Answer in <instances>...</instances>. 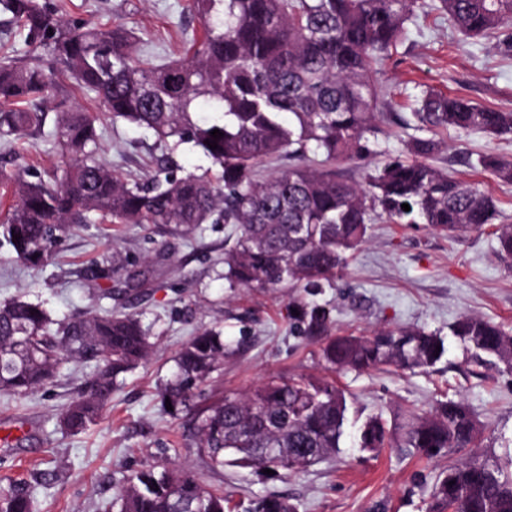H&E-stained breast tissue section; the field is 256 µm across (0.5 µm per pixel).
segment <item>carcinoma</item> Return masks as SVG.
<instances>
[{
	"label": "carcinoma",
	"mask_w": 512,
	"mask_h": 512,
	"mask_svg": "<svg viewBox=\"0 0 512 512\" xmlns=\"http://www.w3.org/2000/svg\"><path fill=\"white\" fill-rule=\"evenodd\" d=\"M419 8V0H191L201 37L191 38L185 56L150 65L121 24L75 25L63 17L62 3L0 0L16 34L45 52L23 65L9 55L0 59V139L12 143L41 127L42 104L59 96L52 136L65 159L60 175L31 180L19 169L4 177L12 203L0 210V246L40 266L75 225L95 214L187 240L202 225L222 221L233 225L224 245L228 288L296 291L288 322L319 345L328 368L431 372L450 335L471 361L512 370V332L481 316L460 317L446 335L412 327L338 335L333 308L310 299L335 286L377 220L452 234L494 224L498 255L512 263V224L499 222L494 200L430 163L442 147L437 132L512 136V111L426 90L413 115L431 136L408 141L404 154L365 172L361 182H348L336 170L374 155V107L382 92L375 74ZM429 8L461 35L492 37L512 52V0H435ZM56 73L74 79L112 119L152 132L164 148L155 169L107 165L99 155L98 114L65 107L69 92L55 85ZM215 129L223 136L213 138ZM171 140L201 149L216 173L184 172L169 152ZM283 158L293 164L259 173ZM475 164L512 183V161L484 153ZM123 271L124 258L114 252L112 274L95 269L90 275L127 288L149 284L146 274L135 279ZM153 349L134 313L104 310L55 320L40 302L14 297L0 303L1 394L23 397L48 387L64 362L98 366L59 415L60 428L70 433L100 417L117 377L145 363ZM233 353L221 331L204 328L179 350L161 389L172 412L193 408L187 447L214 468L229 462L277 476L303 470L335 455L350 426L360 448L395 447L429 460L475 448L481 438L478 417L449 397L428 412L410 409L390 421L381 413L359 414L353 397L326 378L272 376L248 392L208 395L203 386ZM505 455L448 465L429 512H512V452ZM33 503L26 481L0 490V512H33ZM227 504L224 493L202 487L181 468L140 471L112 500L117 512H226ZM247 512L297 509L286 497L257 496Z\"/></svg>",
	"instance_id": "obj_1"
}]
</instances>
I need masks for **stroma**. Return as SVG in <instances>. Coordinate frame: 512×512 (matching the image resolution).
I'll return each mask as SVG.
<instances>
[{
	"label": "stroma",
	"mask_w": 512,
	"mask_h": 512,
	"mask_svg": "<svg viewBox=\"0 0 512 512\" xmlns=\"http://www.w3.org/2000/svg\"><path fill=\"white\" fill-rule=\"evenodd\" d=\"M65 16L95 25L124 24L149 39L140 57L155 65L183 56L185 39L199 31L188 0H66ZM378 79L389 104L378 122L377 163L420 136L411 106L425 89L512 110V56L487 40L463 37L434 11L409 23ZM69 103L99 113L106 162L134 169L156 155L150 133L112 121L91 97L78 92ZM55 117V109H48L41 130L15 145L39 171L61 164L50 136ZM441 138L444 146L433 165L477 185L495 200L503 222L512 224V185L472 166L478 155L489 152L512 160V137L451 130ZM230 231V225L210 224L189 242L154 240L146 227L97 221L61 241L53 259L40 268L0 248V301L22 296L44 303L57 320L92 308L136 313L156 345L146 363L121 376L101 418L78 434L62 431L58 416L91 379L94 365L65 364L50 386L28 397L0 395V435H17L10 445L0 444V489L23 478L34 488L36 512H111L117 486L131 474L181 467L201 485L223 491L234 512H246L260 495L288 497L298 512H427L447 458L405 459L393 448L374 454L347 444L335 458L281 478L229 466L212 469L188 448L190 413H170L160 388L175 369L176 353L196 331L221 328L238 346L210 386L216 395L248 391L272 376L329 374L318 345L290 328L287 293L226 287L222 258ZM494 231L488 225L451 236L424 224L372 223L367 242L350 259L342 279L320 295L333 308L337 332L444 331L466 314L512 329V268L496 253ZM116 250L126 258L127 269L152 270L149 288L109 298L102 293L107 280H86L88 268L111 267ZM334 376L366 415L380 412L390 418L407 408L426 410L446 394L465 401L486 429L479 448L460 452V459L500 451L512 440V371L471 369L456 342H449L446 357L430 373L379 369Z\"/></svg>",
	"instance_id": "obj_1"
}]
</instances>
